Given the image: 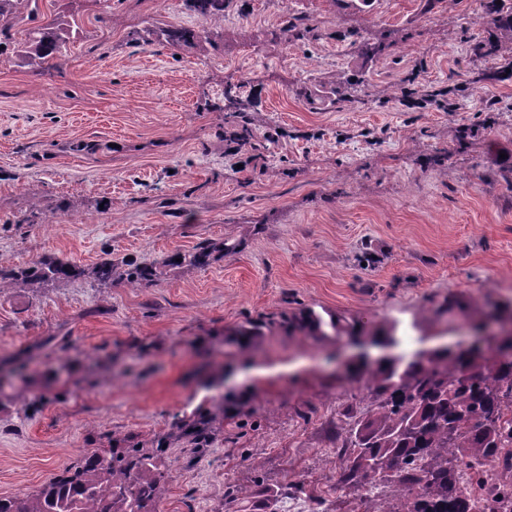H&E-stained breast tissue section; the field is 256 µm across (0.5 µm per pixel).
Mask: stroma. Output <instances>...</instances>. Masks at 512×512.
I'll use <instances>...</instances> for the list:
<instances>
[{"label": "stroma", "instance_id": "35a3bbf8", "mask_svg": "<svg viewBox=\"0 0 512 512\" xmlns=\"http://www.w3.org/2000/svg\"><path fill=\"white\" fill-rule=\"evenodd\" d=\"M483 3L231 0L215 46L176 49L142 37L199 29L183 0H33L19 33L71 28L41 68L0 54V266L54 254L81 273L0 290V497L137 444L168 478L157 512H235L236 485L310 512L284 472L329 485L366 391L351 336L288 317L391 326L408 355L470 342L448 296L488 316L512 302V78L495 76L512 52L471 54L492 37ZM289 13L313 37L285 41ZM358 34L386 53L359 54ZM346 79L359 101L338 102ZM228 84L250 111L218 109ZM204 241L208 264H189ZM108 255L157 276L98 287ZM218 399L188 458L169 433Z\"/></svg>", "mask_w": 512, "mask_h": 512}]
</instances>
